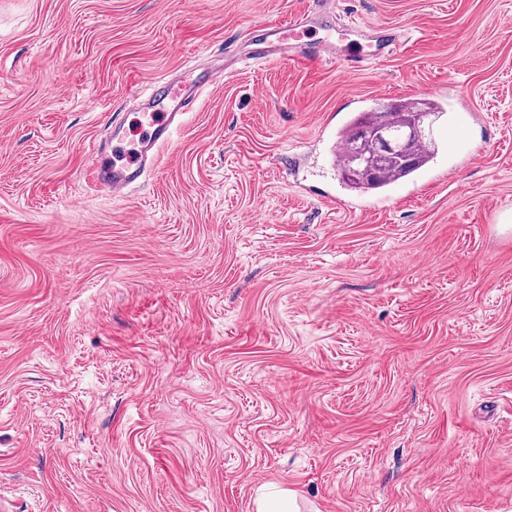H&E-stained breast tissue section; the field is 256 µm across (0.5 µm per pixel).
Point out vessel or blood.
Masks as SVG:
<instances>
[{"label":"vessel or blood","instance_id":"1","mask_svg":"<svg viewBox=\"0 0 512 512\" xmlns=\"http://www.w3.org/2000/svg\"><path fill=\"white\" fill-rule=\"evenodd\" d=\"M301 23L297 20L286 24L271 23L266 27L279 58L291 61L327 60L338 62L344 71L361 70L371 56L393 52L398 41L393 34H385L376 40L373 48L350 41L339 44L324 37L314 41L299 42L295 32ZM215 74L179 76L167 80L163 85L153 86L148 91L134 92L137 108L149 121L146 135L137 148L126 150L124 127L116 123L112 126V152L104 154L96 150L90 181L96 190L121 193L144 176L146 169L155 160L159 149L167 144L173 134L182 126L185 116L212 87Z\"/></svg>","mask_w":512,"mask_h":512}]
</instances>
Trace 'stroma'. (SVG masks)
Returning a JSON list of instances; mask_svg holds the SVG:
<instances>
[{
	"label": "stroma",
	"instance_id": "35a3bbf8",
	"mask_svg": "<svg viewBox=\"0 0 512 512\" xmlns=\"http://www.w3.org/2000/svg\"><path fill=\"white\" fill-rule=\"evenodd\" d=\"M332 2L0 0V512H512V0ZM301 17L401 45L239 66ZM188 67L145 183L93 190ZM405 95L433 162L348 190L331 141ZM220 73L203 75H180L168 79L163 85H154L146 92L135 91L132 95L137 109L149 121V131L139 141L138 147L125 149L124 126L112 124V163L104 157L101 145L94 151L95 158L90 173L92 186L113 195L122 193L144 176L146 169L155 160L159 149L167 144L182 126L185 116L212 87Z\"/></svg>",
	"mask_w": 512,
	"mask_h": 512
}]
</instances>
